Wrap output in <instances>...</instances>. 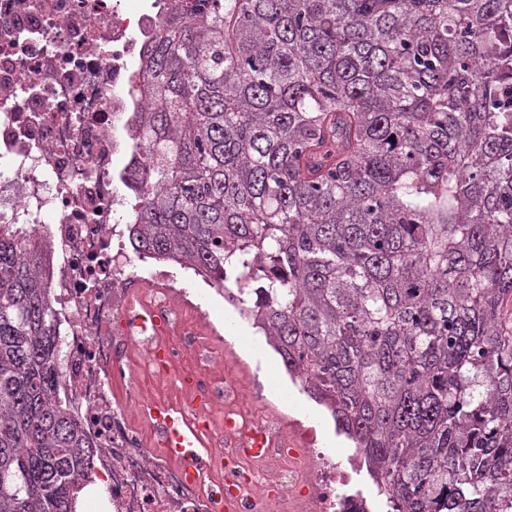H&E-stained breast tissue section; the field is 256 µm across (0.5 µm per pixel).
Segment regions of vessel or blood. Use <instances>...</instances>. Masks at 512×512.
Listing matches in <instances>:
<instances>
[{"instance_id":"b4317fda","label":"vessel or blood","mask_w":512,"mask_h":512,"mask_svg":"<svg viewBox=\"0 0 512 512\" xmlns=\"http://www.w3.org/2000/svg\"><path fill=\"white\" fill-rule=\"evenodd\" d=\"M147 415L158 433L157 448L172 462L183 467L193 480H200L197 460L207 445V428L202 420L190 417L184 405L159 401L149 406ZM265 430L254 426L249 440L239 446V454L262 458L265 454Z\"/></svg>"}]
</instances>
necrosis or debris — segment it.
I'll list each match as a JSON object with an SVG mask.
<instances>
[{"label":"necrosis or debris","mask_w":512,"mask_h":512,"mask_svg":"<svg viewBox=\"0 0 512 512\" xmlns=\"http://www.w3.org/2000/svg\"><path fill=\"white\" fill-rule=\"evenodd\" d=\"M169 0H0V223L49 237L61 376L98 451L112 512H372L348 492L342 461L304 426L266 423L263 460L218 466L238 434L214 411L251 398L223 376L224 354L204 350L215 327L176 273L129 252L134 174L145 152L127 135L147 103L137 67ZM162 345L187 395L209 420L204 479H188L154 448L143 381L157 379Z\"/></svg>","instance_id":"1"}]
</instances>
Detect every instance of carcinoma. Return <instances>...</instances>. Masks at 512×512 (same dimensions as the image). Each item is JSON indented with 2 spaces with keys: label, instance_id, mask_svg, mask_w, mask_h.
I'll list each match as a JSON object with an SVG mask.
<instances>
[{
  "label": "carcinoma",
  "instance_id": "cac0c4a2",
  "mask_svg": "<svg viewBox=\"0 0 512 512\" xmlns=\"http://www.w3.org/2000/svg\"><path fill=\"white\" fill-rule=\"evenodd\" d=\"M512 0H183L147 48L137 254L224 288L388 512H512ZM0 223V512H76L43 236Z\"/></svg>",
  "mask_w": 512,
  "mask_h": 512
}]
</instances>
